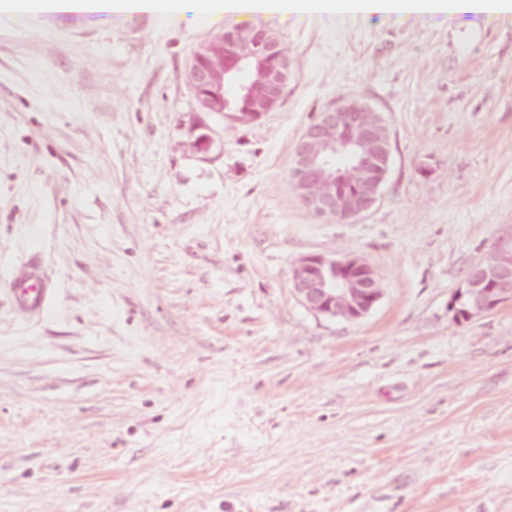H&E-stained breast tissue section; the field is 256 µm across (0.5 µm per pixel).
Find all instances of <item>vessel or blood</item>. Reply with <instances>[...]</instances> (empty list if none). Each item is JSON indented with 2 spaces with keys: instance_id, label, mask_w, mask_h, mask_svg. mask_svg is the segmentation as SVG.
I'll list each match as a JSON object with an SVG mask.
<instances>
[{
  "instance_id": "b4317fda",
  "label": "vessel or blood",
  "mask_w": 512,
  "mask_h": 512,
  "mask_svg": "<svg viewBox=\"0 0 512 512\" xmlns=\"http://www.w3.org/2000/svg\"><path fill=\"white\" fill-rule=\"evenodd\" d=\"M9 291L20 314L41 315L49 309L54 290L45 275L40 248H32L29 258L16 268Z\"/></svg>"
}]
</instances>
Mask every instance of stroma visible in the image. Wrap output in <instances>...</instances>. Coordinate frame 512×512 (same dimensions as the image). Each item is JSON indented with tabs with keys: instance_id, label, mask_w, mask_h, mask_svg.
<instances>
[{
	"instance_id": "stroma-1",
	"label": "stroma",
	"mask_w": 512,
	"mask_h": 512,
	"mask_svg": "<svg viewBox=\"0 0 512 512\" xmlns=\"http://www.w3.org/2000/svg\"><path fill=\"white\" fill-rule=\"evenodd\" d=\"M228 27L205 0L0 19V512H512V301L452 306L512 235V14L289 9L293 82L246 123L185 78ZM343 97L392 145L349 222L290 174ZM34 243L56 299L21 317ZM310 254L360 257L377 305L307 309Z\"/></svg>"
}]
</instances>
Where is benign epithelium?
<instances>
[{
    "instance_id": "1",
    "label": "benign epithelium",
    "mask_w": 512,
    "mask_h": 512,
    "mask_svg": "<svg viewBox=\"0 0 512 512\" xmlns=\"http://www.w3.org/2000/svg\"><path fill=\"white\" fill-rule=\"evenodd\" d=\"M292 79L291 62L280 51V37L237 26L200 45L187 81L203 112H222L249 122L278 108ZM344 156L349 166H336ZM391 160L389 132L380 116L344 97L325 107L304 130L292 162L296 195L314 213L351 220L378 200ZM294 290L309 310L332 319L356 321L379 301L382 288L360 258L303 257L293 274ZM512 299V239L500 241L473 267L455 300L467 320Z\"/></svg>"
}]
</instances>
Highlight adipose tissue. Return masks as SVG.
<instances>
[{
	"mask_svg": "<svg viewBox=\"0 0 512 512\" xmlns=\"http://www.w3.org/2000/svg\"><path fill=\"white\" fill-rule=\"evenodd\" d=\"M326 11H379L407 16L447 11L453 14L512 12V0H314Z\"/></svg>",
	"mask_w": 512,
	"mask_h": 512,
	"instance_id": "obj_1",
	"label": "adipose tissue"
}]
</instances>
